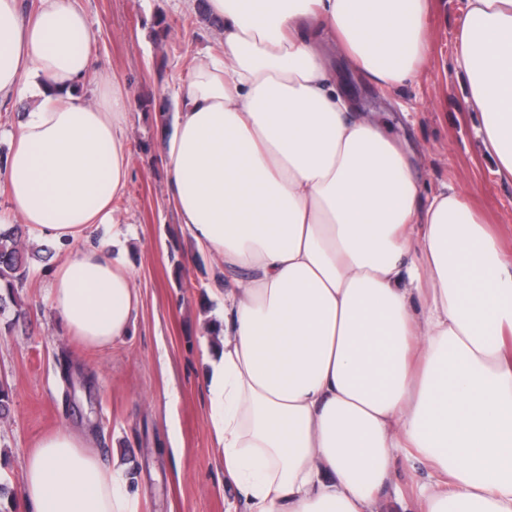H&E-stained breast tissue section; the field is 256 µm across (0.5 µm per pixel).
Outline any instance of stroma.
<instances>
[{"instance_id": "35a3bbf8", "label": "stroma", "mask_w": 512, "mask_h": 512, "mask_svg": "<svg viewBox=\"0 0 512 512\" xmlns=\"http://www.w3.org/2000/svg\"><path fill=\"white\" fill-rule=\"evenodd\" d=\"M92 32L96 80L130 95L126 135L131 176L114 201L116 225L94 226L89 242L120 231L122 257L140 293L128 336L89 348L66 336L48 298L59 258L29 237L30 274L17 298L23 315L0 320V382L11 389L0 420V478L20 486L27 454L61 428L83 433L104 462L126 467L137 512H249L224 474L209 414L204 351L224 301V264L198 252L169 199L161 138L163 103L194 57L220 53V24L205 0H78ZM464 0H431V51L416 79L389 92L333 66L360 107L380 112L422 162L426 194L453 186L512 251V183L501 180L463 99L454 63Z\"/></svg>"}]
</instances>
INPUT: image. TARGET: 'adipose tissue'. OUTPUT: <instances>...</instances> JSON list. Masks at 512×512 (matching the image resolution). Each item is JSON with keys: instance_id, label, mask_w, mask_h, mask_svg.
<instances>
[{"instance_id": "1", "label": "adipose tissue", "mask_w": 512, "mask_h": 512, "mask_svg": "<svg viewBox=\"0 0 512 512\" xmlns=\"http://www.w3.org/2000/svg\"><path fill=\"white\" fill-rule=\"evenodd\" d=\"M223 51L175 84L163 152L198 251L237 271L208 362L224 471L250 512H379L398 459L427 468L417 512H512V255L331 75L412 81L428 0H208ZM76 0L24 17L0 0L8 208L60 246L115 221L130 98L97 67ZM457 69L496 174L512 181V0H466ZM117 241L61 259L50 300L68 335L129 333L138 289ZM28 512H135L120 463L59 429L25 459Z\"/></svg>"}]
</instances>
